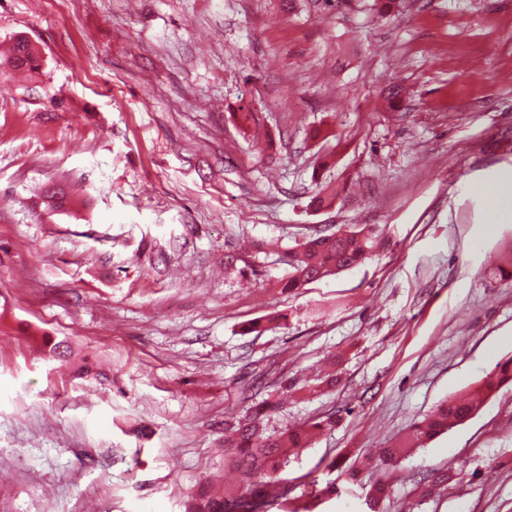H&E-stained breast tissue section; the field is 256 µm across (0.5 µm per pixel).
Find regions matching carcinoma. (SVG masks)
Wrapping results in <instances>:
<instances>
[{"label": "carcinoma", "instance_id": "1", "mask_svg": "<svg viewBox=\"0 0 512 512\" xmlns=\"http://www.w3.org/2000/svg\"><path fill=\"white\" fill-rule=\"evenodd\" d=\"M10 56L18 59L15 71L19 73L38 68V52L29 48L23 37L15 40ZM375 247L376 239L362 231L350 230L342 235L318 231L288 252L289 273L281 288L294 291L348 270L369 258ZM509 384L512 357L497 361L477 384L437 406L398 441L381 449L378 469L388 473L434 437L468 420L491 394ZM275 407L277 403L265 399L250 407L246 415H231L224 420V466L235 471L239 480L219 490L200 484L188 496L185 512H268L275 501L280 512H296L290 508L292 488L288 479L280 477L288 463V449L306 447L315 435L331 426V419L307 421L297 428L267 435L263 418ZM455 478L454 472L436 471L421 487V493L427 495Z\"/></svg>", "mask_w": 512, "mask_h": 512}]
</instances>
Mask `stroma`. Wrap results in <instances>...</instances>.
<instances>
[{
	"instance_id": "stroma-1",
	"label": "stroma",
	"mask_w": 512,
	"mask_h": 512,
	"mask_svg": "<svg viewBox=\"0 0 512 512\" xmlns=\"http://www.w3.org/2000/svg\"><path fill=\"white\" fill-rule=\"evenodd\" d=\"M372 3L0 0V51L40 60L0 74V512H183L268 394L267 433L334 421L288 459L297 504L332 481L324 512H369L362 460L512 357V222L480 192L512 173V0ZM318 227L378 246L282 291ZM426 469L459 477L424 498ZM378 510L512 512V386ZM12 57H16L19 61L18 66L14 70L18 73L34 71L39 66V56L36 48H29L24 37H19L15 40L10 49V55L6 59Z\"/></svg>"
}]
</instances>
